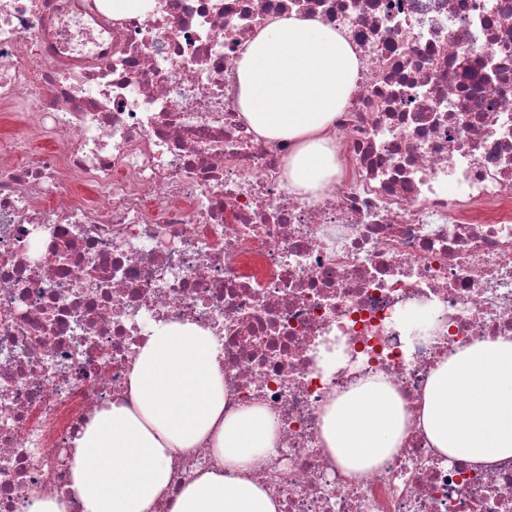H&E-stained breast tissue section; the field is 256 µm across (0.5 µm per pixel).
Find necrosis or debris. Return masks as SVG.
Returning a JSON list of instances; mask_svg holds the SVG:
<instances>
[{
  "label": "necrosis or debris",
  "instance_id": "1",
  "mask_svg": "<svg viewBox=\"0 0 512 512\" xmlns=\"http://www.w3.org/2000/svg\"><path fill=\"white\" fill-rule=\"evenodd\" d=\"M112 2L0 0V512H83L70 441L174 316L214 330L228 408L276 418L253 477L283 512H512V460L442 456L416 425L359 478L319 442L332 393L379 375L414 415L438 362L512 337V0ZM292 13L360 61L316 198L232 93Z\"/></svg>",
  "mask_w": 512,
  "mask_h": 512
}]
</instances>
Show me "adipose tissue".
<instances>
[{
    "label": "adipose tissue",
    "mask_w": 512,
    "mask_h": 512,
    "mask_svg": "<svg viewBox=\"0 0 512 512\" xmlns=\"http://www.w3.org/2000/svg\"><path fill=\"white\" fill-rule=\"evenodd\" d=\"M360 61L320 18L276 17L235 63L236 103L256 136L288 140L290 191L317 194L336 175L326 131L346 107ZM408 414L379 378L332 396L321 413L322 449L348 475L379 466L401 448ZM416 424L432 448L486 466L512 459V339L463 348L433 370ZM261 405L226 407L224 361L210 328L173 319L152 324L125 388L88 417L71 441L68 487L83 512H280L251 471L277 444ZM210 448L217 463L175 485L173 460Z\"/></svg>",
    "instance_id": "1"
}]
</instances>
